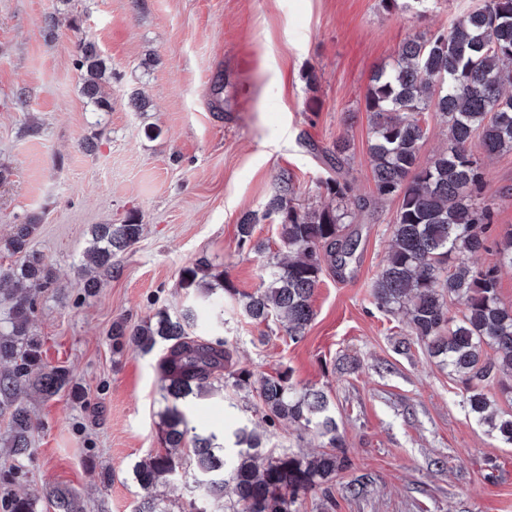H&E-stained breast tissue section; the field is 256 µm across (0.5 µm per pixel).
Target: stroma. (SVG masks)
Wrapping results in <instances>:
<instances>
[{
  "instance_id": "1",
  "label": "stroma",
  "mask_w": 512,
  "mask_h": 512,
  "mask_svg": "<svg viewBox=\"0 0 512 512\" xmlns=\"http://www.w3.org/2000/svg\"><path fill=\"white\" fill-rule=\"evenodd\" d=\"M480 2L430 0L421 19L381 0H0V264L12 261L3 244L15 225L38 217L32 247L58 285L31 288L33 330L45 365L67 366L84 393L28 397L40 423L29 457L12 460L0 444V467L14 463L13 488L37 497L36 512H54L46 487L72 490L83 512H133L142 494L133 466L160 447L159 356L113 352L112 323L191 304L181 272L199 260L254 291L266 258L239 248L240 216L262 210L284 171L301 206L328 204L321 153L336 140L350 144L356 194L372 198V73L405 39L450 29ZM48 14L58 21L50 35ZM83 34L117 74L105 112L88 104L73 66ZM484 166L496 239L512 227V152ZM396 207L375 200L357 213L346 275L325 268L300 341L229 302L220 322L199 309L195 333L226 338L237 367L254 376L288 369L295 384L329 392L349 466L332 500L309 493L299 512H512V446L460 406L446 369L420 349L397 351L402 318L371 296ZM132 214L140 241L87 295L81 264L92 225ZM255 402L229 386L188 413L197 433L219 434ZM357 478L366 487L353 497L344 487Z\"/></svg>"
}]
</instances>
